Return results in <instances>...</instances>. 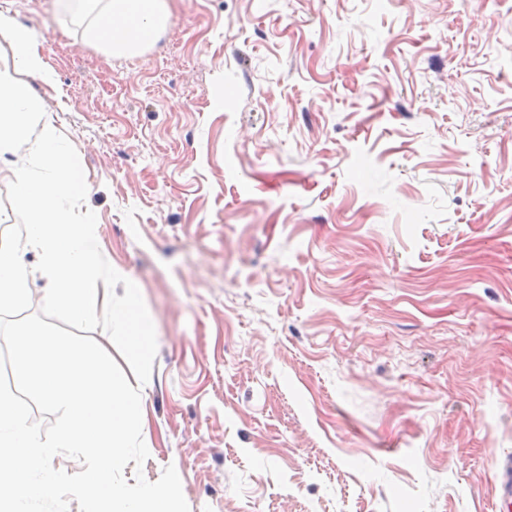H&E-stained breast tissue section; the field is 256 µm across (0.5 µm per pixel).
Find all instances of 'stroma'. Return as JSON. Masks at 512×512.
<instances>
[{"instance_id":"stroma-1","label":"stroma","mask_w":512,"mask_h":512,"mask_svg":"<svg viewBox=\"0 0 512 512\" xmlns=\"http://www.w3.org/2000/svg\"><path fill=\"white\" fill-rule=\"evenodd\" d=\"M33 91L157 354L190 512H496L512 457V0H170L116 56L62 0Z\"/></svg>"}]
</instances>
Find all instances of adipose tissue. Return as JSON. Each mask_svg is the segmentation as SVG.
Returning a JSON list of instances; mask_svg holds the SVG:
<instances>
[{"instance_id":"ef3b65f1","label":"adipose tissue","mask_w":512,"mask_h":512,"mask_svg":"<svg viewBox=\"0 0 512 512\" xmlns=\"http://www.w3.org/2000/svg\"><path fill=\"white\" fill-rule=\"evenodd\" d=\"M71 12L90 15L84 34L93 44L115 54L140 52L165 26L167 0H67ZM6 42L17 72L51 83L40 52V37L32 29L0 13V42Z\"/></svg>"}]
</instances>
